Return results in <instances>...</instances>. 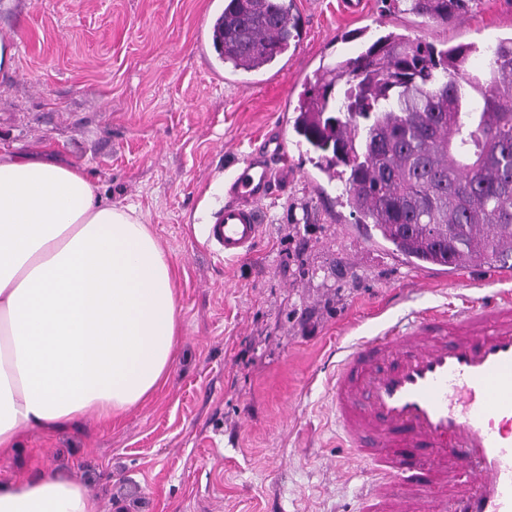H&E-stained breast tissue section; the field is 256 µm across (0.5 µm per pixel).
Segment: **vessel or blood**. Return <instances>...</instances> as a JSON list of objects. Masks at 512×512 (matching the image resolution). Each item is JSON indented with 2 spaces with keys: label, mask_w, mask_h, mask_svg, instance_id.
Returning a JSON list of instances; mask_svg holds the SVG:
<instances>
[{
  "label": "vessel or blood",
  "mask_w": 512,
  "mask_h": 512,
  "mask_svg": "<svg viewBox=\"0 0 512 512\" xmlns=\"http://www.w3.org/2000/svg\"><path fill=\"white\" fill-rule=\"evenodd\" d=\"M284 141L224 186L208 225L217 253L252 250L259 205L285 174ZM341 440L373 481L359 512H512V293L430 309L351 347L330 381Z\"/></svg>",
  "instance_id": "obj_1"
}]
</instances>
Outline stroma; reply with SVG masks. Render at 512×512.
I'll use <instances>...</instances> for the list:
<instances>
[{
	"label": "stroma",
	"mask_w": 512,
	"mask_h": 512,
	"mask_svg": "<svg viewBox=\"0 0 512 512\" xmlns=\"http://www.w3.org/2000/svg\"><path fill=\"white\" fill-rule=\"evenodd\" d=\"M299 36L263 74L224 69L211 22L224 0H0V145L81 168L135 207L176 269L179 355L161 390L106 427L88 414L23 434L0 481L55 474L98 512H356L366 474L336 436L329 367L344 347L424 308L459 309L512 276L417 267L354 223L339 182L293 130L306 79L391 31L444 48L512 35V0L445 23L390 0H294ZM288 182L263 233L218 258L204 226L224 181L268 141Z\"/></svg>",
	"instance_id": "obj_1"
}]
</instances>
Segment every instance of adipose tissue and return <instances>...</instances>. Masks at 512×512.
Instances as JSON below:
<instances>
[{
	"label": "adipose tissue",
	"mask_w": 512,
	"mask_h": 512,
	"mask_svg": "<svg viewBox=\"0 0 512 512\" xmlns=\"http://www.w3.org/2000/svg\"><path fill=\"white\" fill-rule=\"evenodd\" d=\"M174 267L135 209L80 169L0 152V456L22 433L109 424L164 385L179 349ZM0 512H97L88 489L0 482Z\"/></svg>",
	"instance_id": "adipose-tissue-1"
}]
</instances>
